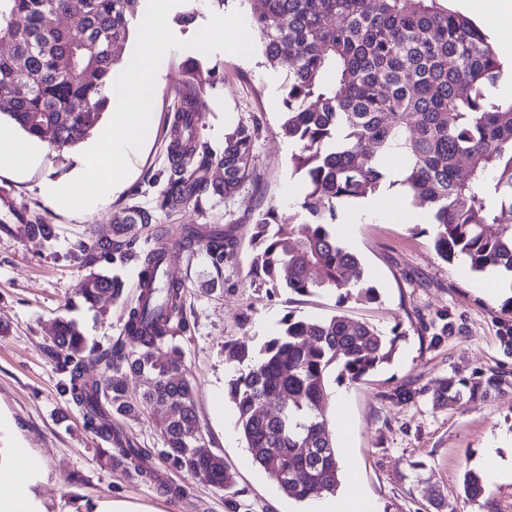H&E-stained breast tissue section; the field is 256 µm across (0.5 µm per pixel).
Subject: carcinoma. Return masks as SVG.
<instances>
[{
	"instance_id": "1",
	"label": "carcinoma",
	"mask_w": 512,
	"mask_h": 512,
	"mask_svg": "<svg viewBox=\"0 0 512 512\" xmlns=\"http://www.w3.org/2000/svg\"><path fill=\"white\" fill-rule=\"evenodd\" d=\"M262 44L263 64L276 67L298 51L288 71L282 135L298 146L295 171L304 178L299 208L307 219L278 223L267 209L253 225L254 277L272 289L307 296L334 291L339 304L371 302L359 259L332 233L338 208L381 193L388 183L384 159L400 161L402 186L417 206L434 214V246L446 261L463 257L475 272L512 275V96L497 93L507 67L478 25L448 7L449 0H241ZM139 0H0V92L7 115L24 132L61 149L91 133L107 111V86L128 41ZM180 106L171 127V174L162 207L201 203L208 191L231 196L246 178L253 135L238 127L215 157L199 148L195 97L212 75L191 60L185 67ZM224 169L213 186L197 175ZM131 207L113 225L112 237L83 244L89 258L99 249L129 247L128 234L152 223ZM234 241L211 232L206 251L216 266ZM141 285L127 306L123 336L110 348H87L71 321L57 324L54 345L66 353L71 402L86 425L110 445L109 460L147 481L155 480L152 449L98 424L110 409L130 416L160 402L163 453L195 480L228 491L234 480L224 458L201 451L204 434L195 412V386L174 335L187 329L183 284L160 276L159 248L140 254ZM77 294L91 307L106 296L127 295L116 275L92 271ZM500 346L512 353V296ZM451 315L430 324V345L448 335ZM395 352L367 322L334 314L313 319L284 316L277 334L255 350L224 344V362L238 367L227 397L253 461L287 496L298 501L334 495L342 466L331 435L332 381L358 382ZM104 368L95 387L83 380L86 363ZM337 376H332L333 371ZM136 374L142 392L133 399L123 382ZM509 372L476 381L450 379L438 401L475 402L509 384ZM274 403L277 412L265 406Z\"/></svg>"
}]
</instances>
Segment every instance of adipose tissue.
Segmentation results:
<instances>
[{"mask_svg":"<svg viewBox=\"0 0 512 512\" xmlns=\"http://www.w3.org/2000/svg\"><path fill=\"white\" fill-rule=\"evenodd\" d=\"M41 140L29 137L26 144L0 135V163L17 170L36 167L44 161ZM42 475L38 458L25 455L20 466L0 463V512H45L33 488Z\"/></svg>","mask_w":512,"mask_h":512,"instance_id":"1","label":"adipose tissue"}]
</instances>
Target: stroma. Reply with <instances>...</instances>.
Here are the masks:
<instances>
[{
  "instance_id": "35a3bbf8",
  "label": "stroma",
  "mask_w": 512,
  "mask_h": 512,
  "mask_svg": "<svg viewBox=\"0 0 512 512\" xmlns=\"http://www.w3.org/2000/svg\"><path fill=\"white\" fill-rule=\"evenodd\" d=\"M191 59L213 74L196 100L200 145L220 155L225 136L243 125L254 132L253 160L233 195H211L201 204L169 211L161 199L170 173V130L176 92ZM260 60L257 51L246 57L187 46L172 50L155 95L152 135L132 163L127 186L95 212L59 209L39 190L45 178L65 176L74 168L82 146L49 150L46 165L22 175L0 169V190L26 208L34 223L54 230L41 249L0 235V417L9 424L0 431V449L19 446L40 459L42 479L35 492L46 512H89L97 503L112 501L148 512H304L305 503L281 493L245 446L225 394L236 368L225 363L224 344L259 347L289 312L324 317L340 311L384 335L396 328L403 333L390 362L360 382L332 386L348 413L345 432L336 435L344 483H358L382 512H434L430 500L437 492L452 512H512L511 480L484 486L474 502L463 492L466 474H481L486 466L483 450L489 443L499 445L502 458L512 457V386L477 403L433 400L435 387L448 378L512 369V355L503 353L498 340L506 294L489 292V274L471 271L461 258L443 260L434 248L433 225L404 221L383 195L376 210L362 211L356 202L343 207L340 216L345 228L340 242L359 258L367 284L377 291L374 302L342 305L331 291L309 296L274 292L251 276V234L258 215L273 206L279 221L287 222L297 214L303 194L291 144L280 133L289 66L274 69ZM131 206L151 211L153 223L137 231L131 249L88 264L81 242L108 232ZM190 224L221 225L236 240L233 255L218 267L201 245L173 255L185 285L189 322L176 342L196 386L205 446L223 456L235 476L231 503L223 491L197 482L158 454L153 465L164 475L160 485L111 465L104 442L70 401L68 374L52 343L62 319L75 322L104 349L121 338L126 303L106 298L90 308L76 295L79 282L95 268L135 289L141 270L137 252L158 237L180 240ZM443 313L451 314L454 328L441 344L430 346L428 327ZM403 390L412 391L411 400L399 399ZM165 411L154 403L135 417L106 415L103 423L139 447L158 450L157 424Z\"/></svg>"
}]
</instances>
